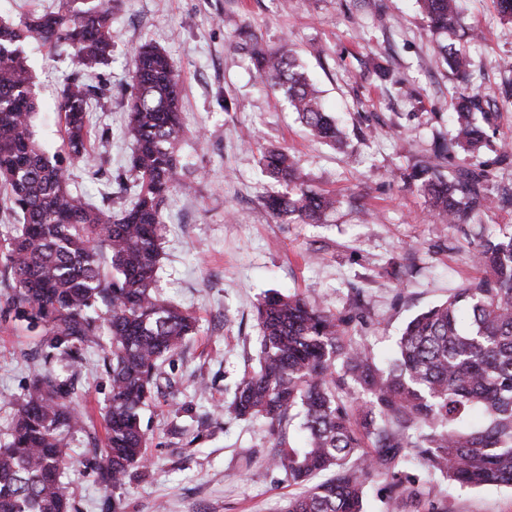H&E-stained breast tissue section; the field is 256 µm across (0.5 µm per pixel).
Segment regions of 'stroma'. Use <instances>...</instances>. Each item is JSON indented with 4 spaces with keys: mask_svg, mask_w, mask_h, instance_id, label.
Returning <instances> with one entry per match:
<instances>
[{
    "mask_svg": "<svg viewBox=\"0 0 512 512\" xmlns=\"http://www.w3.org/2000/svg\"><path fill=\"white\" fill-rule=\"evenodd\" d=\"M477 42L458 41L473 61L463 86L438 59L437 43L416 0H114L108 89L90 124L95 164L75 166L70 184L97 207L128 203L116 172L133 145L123 130L133 91L131 55L144 41L164 48L181 70L180 154L194 190L173 192L165 207L158 288L192 313L197 335L161 366L144 414L148 463L129 470L120 490L125 512H281L297 489L270 469L274 439L256 420L236 418L234 386L256 364L257 300L269 290L298 291L337 314L354 313L349 334L380 364L391 360L409 319L479 277L470 260L481 228L512 227V207L469 224L443 225L401 177L429 156L460 91L499 113L498 135L512 139V20L493 0H462ZM288 44L342 122V146L313 140L286 100L267 90L251 61L253 46ZM40 102L36 136L62 143L55 101L68 62L40 43L26 45ZM256 135L253 146L241 136ZM283 147L311 187L343 203L323 224L284 223L264 206L277 189L262 172L263 147ZM364 293L355 306V290ZM0 287V436L31 372L47 368L74 382V400L102 425L111 396L100 349L80 368L49 348L37 331L5 315ZM100 434H76L64 481L74 512H105L111 490L84 464ZM426 499L446 512H512V490L460 489L419 470Z\"/></svg>",
    "mask_w": 512,
    "mask_h": 512,
    "instance_id": "35a3bbf8",
    "label": "stroma"
}]
</instances>
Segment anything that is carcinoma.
<instances>
[{"instance_id": "carcinoma-1", "label": "carcinoma", "mask_w": 512, "mask_h": 512, "mask_svg": "<svg viewBox=\"0 0 512 512\" xmlns=\"http://www.w3.org/2000/svg\"><path fill=\"white\" fill-rule=\"evenodd\" d=\"M450 72L469 79L472 61L441 38L459 30L472 39L458 0H417ZM35 40L66 57L55 108L62 152L35 137L39 103L24 44ZM112 47L111 8L60 0L55 10L17 25L0 24V188L18 217L0 252V281L11 289L6 312L40 329L42 343L76 362L87 347L103 351L112 383L102 448L86 458L116 491L145 462L142 411L157 388L163 359L195 334L191 313L157 291L164 205L187 190L179 154L180 74L151 42L133 52L135 87L125 134L134 144L128 173L133 199L119 212L93 207L69 188V166L91 165L88 114L101 100L97 72ZM259 77L280 92L307 131L334 145L341 131L292 50L253 49ZM498 115L474 95L457 97L455 130L404 178L448 224H466L493 206L512 207V189L494 196L498 172L512 168V144L491 160L480 149L497 134ZM262 171L286 191L268 195L275 217L318 224L335 196L310 188L288 154L270 148ZM484 275L412 318L391 363L347 336L351 315H337L299 294L268 291L256 305L258 366L236 384L232 412L262 419L276 451L269 466L301 486L284 512H363L366 484L387 480L390 512L423 501L420 478L399 465L413 461L461 488L512 487V230L481 232L473 247ZM0 439V512H72L61 481L72 459L69 437L86 431L67 384L49 370L31 375ZM302 418L306 447L284 440ZM327 475L320 481L318 477Z\"/></svg>"}]
</instances>
